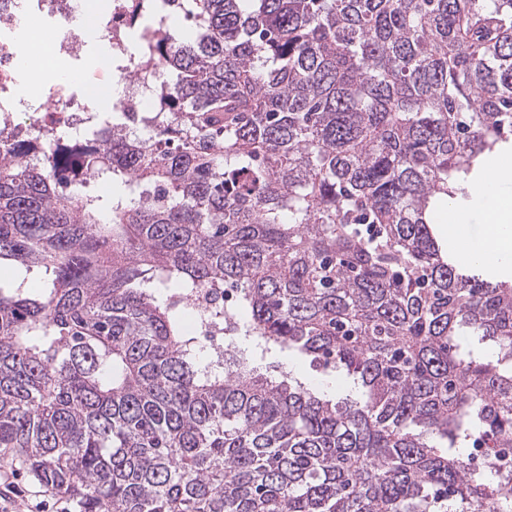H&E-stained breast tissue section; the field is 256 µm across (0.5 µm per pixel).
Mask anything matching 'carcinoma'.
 <instances>
[{
    "instance_id": "cac0c4a2",
    "label": "carcinoma",
    "mask_w": 512,
    "mask_h": 512,
    "mask_svg": "<svg viewBox=\"0 0 512 512\" xmlns=\"http://www.w3.org/2000/svg\"><path fill=\"white\" fill-rule=\"evenodd\" d=\"M186 4L153 134L0 131V452L74 512H512V281L433 229L512 140V0ZM226 287L356 397L205 363L175 297Z\"/></svg>"
}]
</instances>
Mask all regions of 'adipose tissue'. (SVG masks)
Listing matches in <instances>:
<instances>
[{"instance_id":"ef3b65f1","label":"adipose tissue","mask_w":512,"mask_h":512,"mask_svg":"<svg viewBox=\"0 0 512 512\" xmlns=\"http://www.w3.org/2000/svg\"><path fill=\"white\" fill-rule=\"evenodd\" d=\"M21 82L17 95L31 100L36 86L52 81L65 80L68 67L65 61L45 66L40 55L32 47H24L18 55ZM475 206L481 209L487 224L482 243L473 248V255L485 264L499 270L512 269V163L501 162L493 166L481 182Z\"/></svg>"}]
</instances>
